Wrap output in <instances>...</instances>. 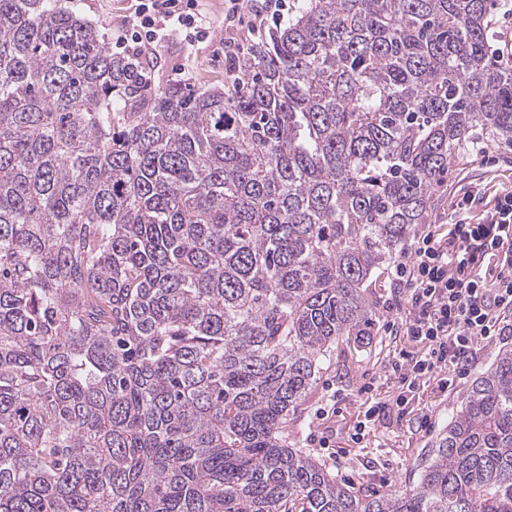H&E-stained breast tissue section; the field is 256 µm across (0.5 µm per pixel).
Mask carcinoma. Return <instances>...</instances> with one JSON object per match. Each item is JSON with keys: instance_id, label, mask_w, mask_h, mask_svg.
<instances>
[{"instance_id": "1", "label": "carcinoma", "mask_w": 512, "mask_h": 512, "mask_svg": "<svg viewBox=\"0 0 512 512\" xmlns=\"http://www.w3.org/2000/svg\"><path fill=\"white\" fill-rule=\"evenodd\" d=\"M498 0H292L242 87L160 83L65 0H0V512H512V350L409 491L288 415L478 141Z\"/></svg>"}]
</instances>
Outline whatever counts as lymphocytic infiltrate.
I'll return each instance as SVG.
<instances>
[{
	"label": "lymphocytic infiltrate",
	"mask_w": 512,
	"mask_h": 512,
	"mask_svg": "<svg viewBox=\"0 0 512 512\" xmlns=\"http://www.w3.org/2000/svg\"><path fill=\"white\" fill-rule=\"evenodd\" d=\"M197 0H141L129 30L115 37L117 48L158 39L169 28L187 44L208 39L210 25L197 13ZM501 263L494 282L482 269L493 257ZM412 316L403 323L412 341L427 343L425 354L405 353L402 382L415 390L430 373L448 367V385L469 371L475 340L506 335L512 314V193L498 198L480 224L451 220L447 237L424 232L410 261L397 265Z\"/></svg>",
	"instance_id": "lymphocytic-infiltrate-1"
}]
</instances>
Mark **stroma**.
<instances>
[{
	"label": "stroma",
	"instance_id": "35a3bbf8",
	"mask_svg": "<svg viewBox=\"0 0 512 512\" xmlns=\"http://www.w3.org/2000/svg\"><path fill=\"white\" fill-rule=\"evenodd\" d=\"M199 4L212 19L209 39L190 47L172 35L143 47L142 53L156 61L158 72L169 81L223 86L229 70L220 50L223 40L243 39L252 46L269 37L279 24L267 20L261 32L252 36L248 22L225 26V0H199ZM136 6L137 0H72L70 8L108 37L125 26ZM508 191H512V145L486 143L484 153L452 163L438 180L433 190L436 204L426 223L431 230L447 234L453 205L470 192L479 193L481 199L462 216L473 224L482 222L488 201ZM370 292L377 307L369 341L361 346L338 345L290 414L283 434L289 445L313 454L342 483L379 492L409 490L417 483L419 462L445 431L471 378L489 368L501 349L512 348V335L478 342L468 377L453 389H443L434 375L407 394L394 366L403 353L422 351L423 346L391 332L390 326L406 320L410 307L392 309L396 295L392 274H383ZM379 403L389 406V414L367 419V409ZM322 435L329 437V448L314 446V438Z\"/></svg>",
	"mask_w": 512,
	"mask_h": 512
}]
</instances>
